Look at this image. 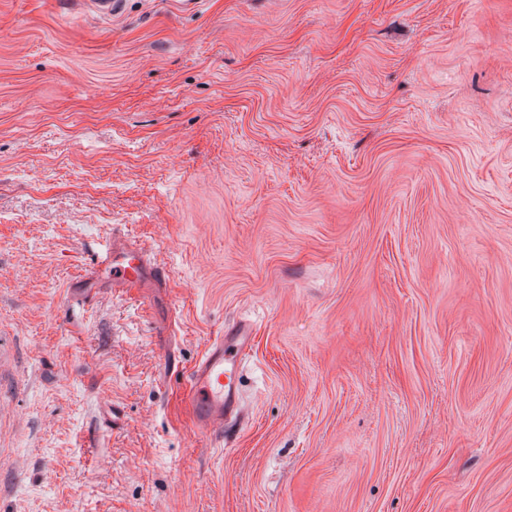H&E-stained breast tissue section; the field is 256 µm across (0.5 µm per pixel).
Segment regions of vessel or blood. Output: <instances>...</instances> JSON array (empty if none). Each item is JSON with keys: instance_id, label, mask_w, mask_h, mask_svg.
Instances as JSON below:
<instances>
[{"instance_id": "obj_1", "label": "vessel or blood", "mask_w": 512, "mask_h": 512, "mask_svg": "<svg viewBox=\"0 0 512 512\" xmlns=\"http://www.w3.org/2000/svg\"><path fill=\"white\" fill-rule=\"evenodd\" d=\"M97 266L111 271L112 283L118 288L157 287L164 281V272L149 251L117 234L101 252ZM250 339L251 330L244 323L215 337L191 370L190 404L195 426L208 437L223 439L224 426L237 411L236 376Z\"/></svg>"}]
</instances>
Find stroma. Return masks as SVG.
<instances>
[{"label":"stroma","instance_id":"35a3bbf8","mask_svg":"<svg viewBox=\"0 0 512 512\" xmlns=\"http://www.w3.org/2000/svg\"><path fill=\"white\" fill-rule=\"evenodd\" d=\"M0 512H512V0H0ZM112 271V286L118 288H146L150 283L153 287L163 284L164 271L156 265L149 251L140 244L125 236L112 231V241L101 252L96 268L88 272L79 281L83 283L81 298L90 301L93 297L91 288H86L92 282L98 271ZM246 323L216 336L190 373V404L195 426L206 436L224 442V426L237 411L236 376L250 346Z\"/></svg>","mask_w":512,"mask_h":512}]
</instances>
